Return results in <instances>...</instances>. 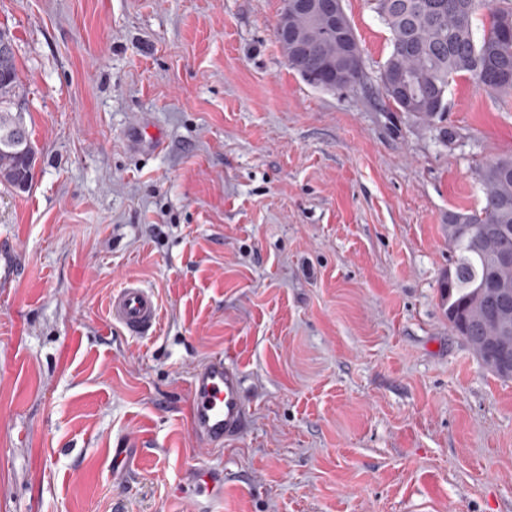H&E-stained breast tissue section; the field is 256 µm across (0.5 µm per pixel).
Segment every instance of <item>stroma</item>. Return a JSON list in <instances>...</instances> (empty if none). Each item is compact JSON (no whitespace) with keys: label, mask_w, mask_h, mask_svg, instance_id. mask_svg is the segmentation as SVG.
<instances>
[{"label":"stroma","mask_w":512,"mask_h":512,"mask_svg":"<svg viewBox=\"0 0 512 512\" xmlns=\"http://www.w3.org/2000/svg\"><path fill=\"white\" fill-rule=\"evenodd\" d=\"M283 5L0 0L37 151L29 192L0 185V512H195L193 467L223 474L217 512H512V379L439 295L512 96L461 76L432 123L398 111L368 0L343 8L371 84L312 87ZM141 121L161 151L133 148ZM127 281L153 335L110 321ZM216 355L249 423L209 450L189 387ZM112 322L134 336L152 334L159 325V304L152 290L127 282L112 292Z\"/></svg>","instance_id":"obj_1"}]
</instances>
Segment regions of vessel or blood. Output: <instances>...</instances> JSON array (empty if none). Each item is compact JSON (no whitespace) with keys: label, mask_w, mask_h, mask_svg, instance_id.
<instances>
[{"label":"vessel or blood","mask_w":512,"mask_h":512,"mask_svg":"<svg viewBox=\"0 0 512 512\" xmlns=\"http://www.w3.org/2000/svg\"><path fill=\"white\" fill-rule=\"evenodd\" d=\"M109 312L114 324L134 336L154 333L159 325V304L152 290L128 282L112 293ZM240 370L217 356L195 370L190 381L189 421L194 436L216 449L247 429L249 414L242 394ZM188 491L193 498H217L218 481L193 469Z\"/></svg>","instance_id":"obj_1"}]
</instances>
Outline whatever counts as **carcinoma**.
<instances>
[{
  "mask_svg": "<svg viewBox=\"0 0 512 512\" xmlns=\"http://www.w3.org/2000/svg\"><path fill=\"white\" fill-rule=\"evenodd\" d=\"M391 33V52L379 76L382 97L399 111L429 123L442 114L439 96L462 73L482 89L512 94V0H370ZM486 10L484 34L474 22ZM326 23L299 16L301 56L288 66L309 85L325 89L335 77L343 87L368 80L363 57L351 62L340 38ZM25 97L16 52L0 56V184L28 190L36 149L24 121ZM485 193L479 211L448 213V270L442 276L441 306L454 331L488 365L495 325L492 290L509 272L499 255L512 253V156L488 162L476 172Z\"/></svg>",
  "mask_w": 512,
  "mask_h": 512,
  "instance_id": "obj_1",
  "label": "carcinoma"
}]
</instances>
